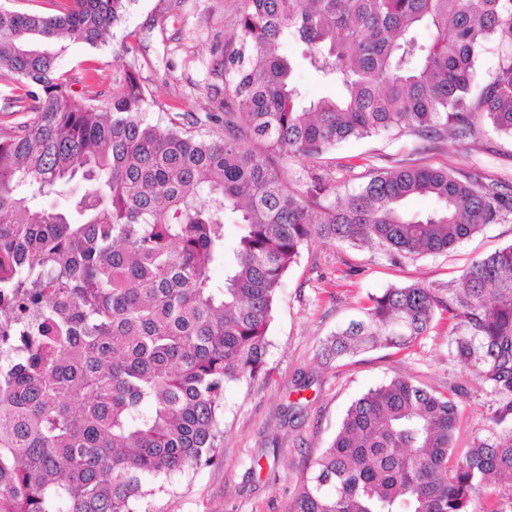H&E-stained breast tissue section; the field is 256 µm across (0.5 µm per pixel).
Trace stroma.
I'll return each mask as SVG.
<instances>
[{
	"mask_svg": "<svg viewBox=\"0 0 512 512\" xmlns=\"http://www.w3.org/2000/svg\"><path fill=\"white\" fill-rule=\"evenodd\" d=\"M241 0H131L105 42L70 44L61 66L71 77L77 105L107 110L127 71L148 97L150 121L219 109L212 85L218 52L232 41ZM134 54H127V47ZM304 45L285 36L280 52L293 63L302 103L340 94L303 56ZM320 166L333 177L353 169L349 188L372 169L445 167L482 183L512 187V136L484 124L476 140L445 136L422 141L386 135L350 140ZM512 244V222L488 225L448 252L391 262L374 247L316 243L304 249L284 277L269 328L265 374L229 387L224 395V442L214 463L149 481L136 512H288L290 494L308 459L326 448L351 402L383 382L408 377L424 387L455 392L460 447L493 429L496 397L480 371L453 360L444 328L431 329L409 349L380 348L340 359L324 347L337 329L357 318L368 296L414 282L458 283L482 254Z\"/></svg>",
	"mask_w": 512,
	"mask_h": 512,
	"instance_id": "obj_1",
	"label": "stroma"
}]
</instances>
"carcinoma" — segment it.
Returning <instances> with one entry per match:
<instances>
[{
  "instance_id": "obj_1",
  "label": "carcinoma",
  "mask_w": 512,
  "mask_h": 512,
  "mask_svg": "<svg viewBox=\"0 0 512 512\" xmlns=\"http://www.w3.org/2000/svg\"><path fill=\"white\" fill-rule=\"evenodd\" d=\"M128 2L0 9V78L36 112L0 128V304L14 314L0 333V512H135L147 482L211 464L224 392L263 370L283 278L305 247L381 246L396 261L512 217L507 189L443 168L378 171L343 194L318 168L288 169L349 138H466L486 121L512 136V0H241L236 46L218 62L223 111L200 118L210 138L150 122L132 73L110 111L74 104L59 68L67 43L98 45ZM287 33L340 98L299 105L279 53ZM494 36L498 69L473 101ZM77 179L82 193L54 206ZM414 197L435 208L409 213ZM438 318L451 321L453 359L499 397L497 429L456 460L454 395L392 379L350 404L288 512H469L489 481L512 499V244L456 286L369 296L325 352L406 348Z\"/></svg>"
}]
</instances>
